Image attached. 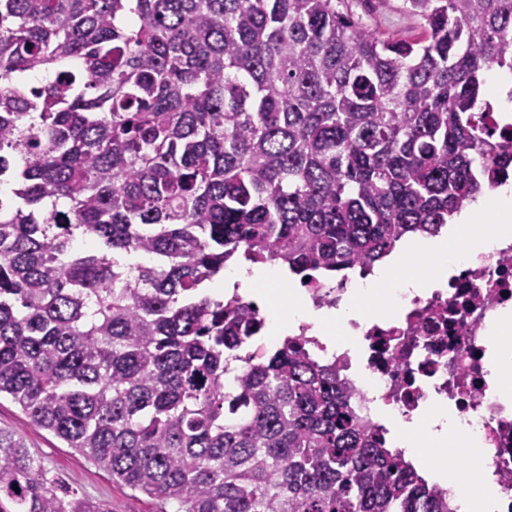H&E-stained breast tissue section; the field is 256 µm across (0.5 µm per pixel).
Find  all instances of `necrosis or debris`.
Returning a JSON list of instances; mask_svg holds the SVG:
<instances>
[{
  "label": "necrosis or debris",
  "mask_w": 512,
  "mask_h": 512,
  "mask_svg": "<svg viewBox=\"0 0 512 512\" xmlns=\"http://www.w3.org/2000/svg\"><path fill=\"white\" fill-rule=\"evenodd\" d=\"M504 312L512 315V237L488 253H463L446 287L395 298L347 329L304 321L296 336L343 369L356 415L392 447L402 445V424L426 422L434 409L466 421L454 439L469 451L465 483L491 471L502 512H512V400H500L490 383L502 342L490 324Z\"/></svg>",
  "instance_id": "obj_1"
}]
</instances>
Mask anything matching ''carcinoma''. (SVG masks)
<instances>
[{"label":"carcinoma","instance_id":"carcinoma-1","mask_svg":"<svg viewBox=\"0 0 512 512\" xmlns=\"http://www.w3.org/2000/svg\"><path fill=\"white\" fill-rule=\"evenodd\" d=\"M0 0V394L160 512H449L336 366L207 284L304 286L435 236L512 169V0ZM78 238L92 250L74 249ZM0 512H112L0 430ZM402 0H353L349 2L355 21L382 35L416 38L423 35L418 17L400 8Z\"/></svg>","mask_w":512,"mask_h":512}]
</instances>
